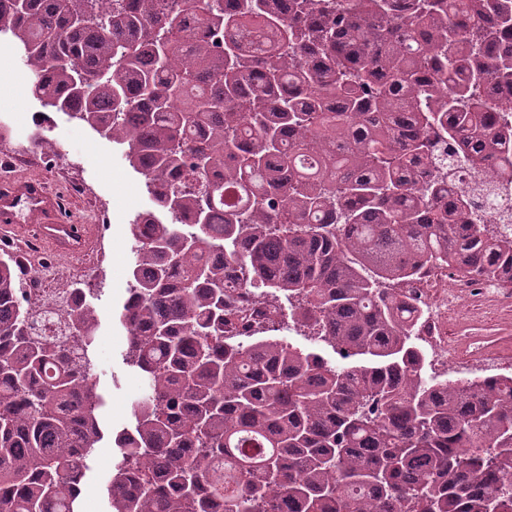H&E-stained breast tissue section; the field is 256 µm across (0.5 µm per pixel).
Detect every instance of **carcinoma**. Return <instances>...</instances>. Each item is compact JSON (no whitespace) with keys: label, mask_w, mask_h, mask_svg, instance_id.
Returning a JSON list of instances; mask_svg holds the SVG:
<instances>
[{"label":"carcinoma","mask_w":512,"mask_h":512,"mask_svg":"<svg viewBox=\"0 0 512 512\" xmlns=\"http://www.w3.org/2000/svg\"><path fill=\"white\" fill-rule=\"evenodd\" d=\"M43 106L124 147L125 363L108 512H512V376L428 374L394 285L512 279V0H0ZM264 288L315 350L224 336ZM74 283L32 336L0 255V512H77L104 439Z\"/></svg>","instance_id":"obj_1"}]
</instances>
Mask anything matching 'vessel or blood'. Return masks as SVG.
I'll use <instances>...</instances> for the list:
<instances>
[{
	"label": "vessel or blood",
	"mask_w": 512,
	"mask_h": 512,
	"mask_svg": "<svg viewBox=\"0 0 512 512\" xmlns=\"http://www.w3.org/2000/svg\"><path fill=\"white\" fill-rule=\"evenodd\" d=\"M100 235L96 224L70 220L61 196L37 176L0 180V240L36 238L46 253L70 257L92 251Z\"/></svg>",
	"instance_id": "obj_1"
}]
</instances>
